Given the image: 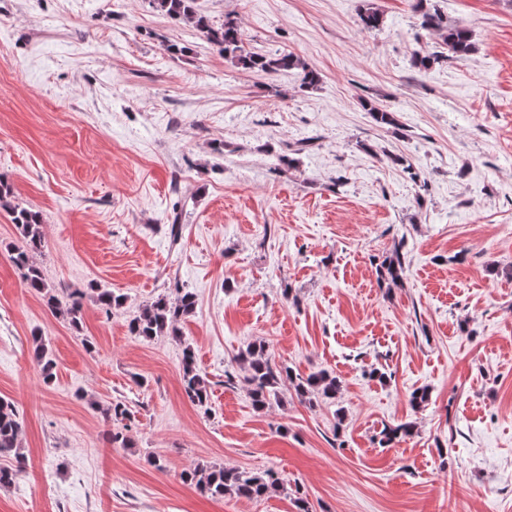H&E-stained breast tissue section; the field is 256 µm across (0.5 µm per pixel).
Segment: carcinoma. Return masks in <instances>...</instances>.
I'll list each match as a JSON object with an SVG mask.
<instances>
[{
  "label": "carcinoma",
  "mask_w": 512,
  "mask_h": 512,
  "mask_svg": "<svg viewBox=\"0 0 512 512\" xmlns=\"http://www.w3.org/2000/svg\"><path fill=\"white\" fill-rule=\"evenodd\" d=\"M154 9L176 21L196 28L206 39L216 45L224 59L235 66L258 75H272L281 71L296 70L300 73L302 87L314 88L320 82L319 73L309 67L298 55L283 52L267 56L248 50L238 21L231 17L224 19L219 27L211 25L207 17L195 9V0H151ZM429 0H416L414 9L420 18V26L441 42L446 53H414L412 65L419 71L429 69L433 64L450 57H463L478 50L473 34L466 26L448 22V18L428 6ZM364 28L376 30L383 26V13L373 4H368L360 14ZM374 121L381 126H397L395 114L373 103H365ZM13 190L8 182L0 179V209L7 212L20 236V246L14 250L13 262L25 270L26 287L45 301L54 313L65 316L75 327L82 319L83 299L93 294L94 302L105 312L123 306L125 296L109 290L89 288L67 289L58 293L49 287L42 270L33 261L34 254L42 247V222L40 215L31 210L12 204ZM379 282L390 288L401 286L406 269L405 256L400 247L375 259ZM195 308V296L185 291L170 299L158 297L145 304L140 313L129 322V332L144 341L157 337L180 338L178 324L190 316ZM33 359L40 368L43 382L49 384L55 378L56 362L51 358L45 340L32 337ZM242 380L247 385L254 408L267 409L273 403L282 402L281 388L288 386L308 404L319 398L332 400L342 390V381L336 375L319 370L306 376L294 373L291 368L275 362L269 345L255 341L237 356ZM182 384L186 397L195 405L205 404L209 394V381L196 366L194 352L187 347L182 361ZM412 421L401 422L381 431L379 443L388 446L395 441L415 434ZM22 420L15 404L0 398V456L12 455L20 460L22 452ZM183 482L193 486L199 493L214 499L226 496L254 499L271 497L283 490L279 478L271 471L254 472L238 467H224L211 464H197L182 473Z\"/></svg>",
  "instance_id": "cac0c4a2"
}]
</instances>
